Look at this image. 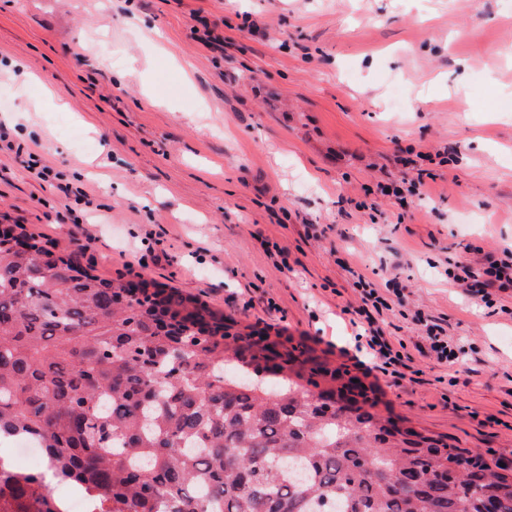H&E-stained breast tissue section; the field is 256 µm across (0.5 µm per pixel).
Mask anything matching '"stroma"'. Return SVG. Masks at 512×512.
<instances>
[{
  "label": "stroma",
  "instance_id": "35a3bbf8",
  "mask_svg": "<svg viewBox=\"0 0 512 512\" xmlns=\"http://www.w3.org/2000/svg\"><path fill=\"white\" fill-rule=\"evenodd\" d=\"M0 93L1 226L342 369L369 358L354 281L396 280L382 327L416 375L366 385L512 466V288L488 308L445 273L512 250V0H0ZM425 337L428 342V349L436 355V358L442 361L453 362L457 359V353L448 341L445 330L438 324L426 319Z\"/></svg>",
  "mask_w": 512,
  "mask_h": 512
}]
</instances>
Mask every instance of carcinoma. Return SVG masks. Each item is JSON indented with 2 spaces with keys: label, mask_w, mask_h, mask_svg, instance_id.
<instances>
[{
  "label": "carcinoma",
  "mask_w": 512,
  "mask_h": 512,
  "mask_svg": "<svg viewBox=\"0 0 512 512\" xmlns=\"http://www.w3.org/2000/svg\"><path fill=\"white\" fill-rule=\"evenodd\" d=\"M28 240L0 248V434L35 439L97 512H512V468L345 394L305 344L145 284L119 308L128 282ZM0 512L65 508L0 463Z\"/></svg>",
  "instance_id": "1"
}]
</instances>
